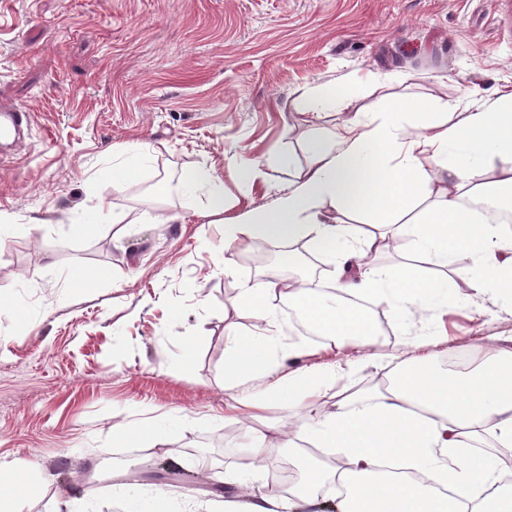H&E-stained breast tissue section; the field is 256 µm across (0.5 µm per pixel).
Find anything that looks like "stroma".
I'll return each instance as SVG.
<instances>
[{
  "instance_id": "35a3bbf8",
  "label": "stroma",
  "mask_w": 512,
  "mask_h": 512,
  "mask_svg": "<svg viewBox=\"0 0 512 512\" xmlns=\"http://www.w3.org/2000/svg\"><path fill=\"white\" fill-rule=\"evenodd\" d=\"M354 72L375 79L304 123L291 90L335 87ZM511 82L512 0H0V99L34 116L0 157V464L70 476L35 486L23 512L63 500L154 512L158 493L210 512L239 494L208 486L234 470L258 422L224 411L263 382L225 389L226 336L263 333L234 306L281 246L225 243V223L273 203L306 167L312 130L397 96L478 102ZM136 146L149 154L138 178L106 189L105 173ZM252 164L266 181L240 180ZM196 168L223 179V214L156 195L160 180ZM102 190L105 218L91 208ZM146 211L177 218L145 221ZM473 266L462 252L429 269L447 304L399 320L386 303L369 310L385 325L374 343L347 346L357 371L322 389L314 410L272 401L264 417L311 422L348 390L380 389L392 360L418 346L444 369L512 336V313L460 277ZM75 269L90 287L69 285ZM441 325L447 343L429 346ZM149 417L160 423L146 441L113 444L115 426ZM225 428L205 484L156 480L163 463L195 470L192 448Z\"/></svg>"
}]
</instances>
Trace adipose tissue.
Instances as JSON below:
<instances>
[{
	"label": "adipose tissue",
	"instance_id": "adipose-tissue-1",
	"mask_svg": "<svg viewBox=\"0 0 512 512\" xmlns=\"http://www.w3.org/2000/svg\"><path fill=\"white\" fill-rule=\"evenodd\" d=\"M308 152L307 169L273 205L225 225L224 237L330 243L333 293L268 280L241 288L238 312L267 329L260 338L228 337L226 388L263 377L277 354H300V346L281 344L270 309L275 296L305 310L336 348L348 337L369 341L377 334L371 318L348 307L344 296L382 298L402 311L439 296V281L411 265L382 287L380 273L363 259L385 228L404 248L445 267L457 253H470V288L512 307V238L497 230L498 216L512 214V91H495L480 103L464 96L379 103L350 115L329 138L311 137ZM201 192L210 210L223 212L224 183L212 170H191L157 186L158 195L189 204ZM355 217L369 219L378 234L362 236L351 223ZM395 373L393 386L358 403L337 400L334 410L298 428L288 452L302 476L287 496L246 504L234 496L221 512H317L330 479L343 487L333 512H512V478L486 455L464 450L486 440L512 447V349L489 345L477 367L460 373L414 355L400 360ZM330 377L294 368L264 395L239 399L226 417L253 415L265 401L283 397L311 406ZM307 440L336 459L337 468L320 469L305 457L299 444Z\"/></svg>",
	"mask_w": 512,
	"mask_h": 512
}]
</instances>
